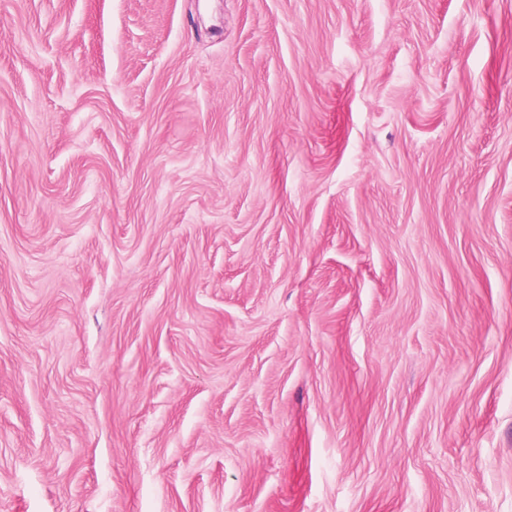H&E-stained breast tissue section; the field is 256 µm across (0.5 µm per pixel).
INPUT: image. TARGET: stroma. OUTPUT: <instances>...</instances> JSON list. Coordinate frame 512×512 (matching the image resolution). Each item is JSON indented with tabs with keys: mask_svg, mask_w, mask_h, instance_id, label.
<instances>
[{
	"mask_svg": "<svg viewBox=\"0 0 512 512\" xmlns=\"http://www.w3.org/2000/svg\"><path fill=\"white\" fill-rule=\"evenodd\" d=\"M0 512H512V0H0Z\"/></svg>",
	"mask_w": 512,
	"mask_h": 512,
	"instance_id": "35a3bbf8",
	"label": "stroma"
}]
</instances>
